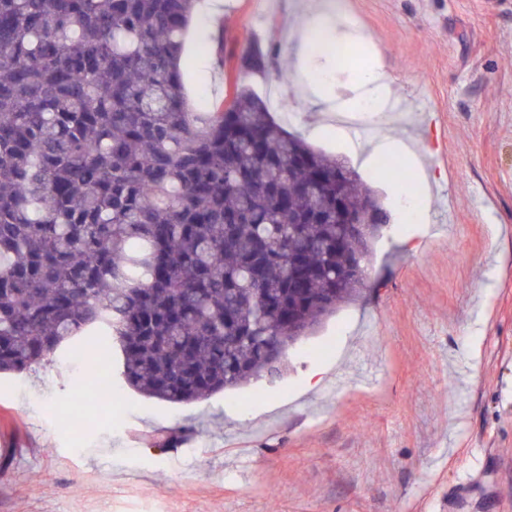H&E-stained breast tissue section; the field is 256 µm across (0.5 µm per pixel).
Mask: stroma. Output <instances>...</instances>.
<instances>
[{
    "instance_id": "stroma-1",
    "label": "stroma",
    "mask_w": 512,
    "mask_h": 512,
    "mask_svg": "<svg viewBox=\"0 0 512 512\" xmlns=\"http://www.w3.org/2000/svg\"><path fill=\"white\" fill-rule=\"evenodd\" d=\"M318 2L337 36L359 31L348 60L302 57L307 0H224L189 26L187 98L213 111L237 81L285 87L275 116L348 162L386 135L421 144L426 220L404 222L395 173L362 171L392 216L374 286L279 375L188 405L126 387L108 403L56 362L0 377V440L22 449L0 453V512H444L463 478L460 512H512V0ZM256 43L282 48L266 72L223 65ZM377 63L415 120L327 132Z\"/></svg>"
}]
</instances>
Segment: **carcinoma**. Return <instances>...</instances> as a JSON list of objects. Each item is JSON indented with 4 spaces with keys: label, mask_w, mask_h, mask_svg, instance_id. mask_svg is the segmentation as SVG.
<instances>
[{
    "label": "carcinoma",
    "mask_w": 512,
    "mask_h": 512,
    "mask_svg": "<svg viewBox=\"0 0 512 512\" xmlns=\"http://www.w3.org/2000/svg\"><path fill=\"white\" fill-rule=\"evenodd\" d=\"M195 4L0 0V374L68 349L108 399L115 348L127 387L197 402L271 373L288 311L312 329L360 295L344 271L370 243L336 223V194L372 199L383 228L388 212L249 86L189 104Z\"/></svg>",
    "instance_id": "carcinoma-1"
}]
</instances>
